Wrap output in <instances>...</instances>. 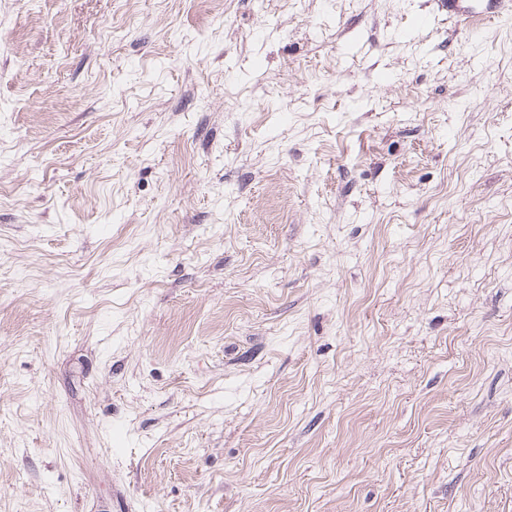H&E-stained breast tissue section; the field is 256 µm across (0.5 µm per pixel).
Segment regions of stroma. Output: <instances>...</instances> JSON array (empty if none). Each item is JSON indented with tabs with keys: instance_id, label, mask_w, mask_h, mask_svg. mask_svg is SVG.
Masks as SVG:
<instances>
[{
	"instance_id": "obj_1",
	"label": "stroma",
	"mask_w": 512,
	"mask_h": 512,
	"mask_svg": "<svg viewBox=\"0 0 512 512\" xmlns=\"http://www.w3.org/2000/svg\"><path fill=\"white\" fill-rule=\"evenodd\" d=\"M0 512H512V21L0 0Z\"/></svg>"
}]
</instances>
